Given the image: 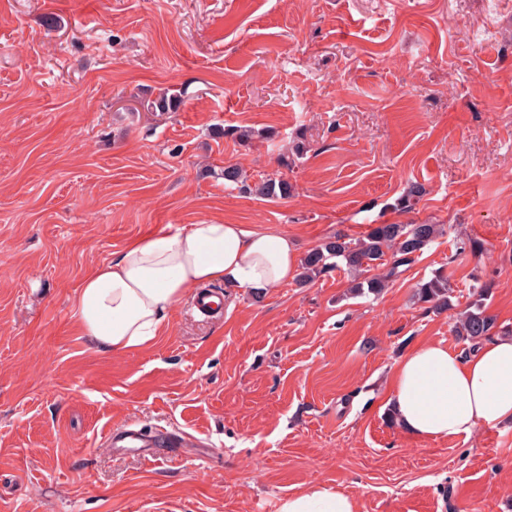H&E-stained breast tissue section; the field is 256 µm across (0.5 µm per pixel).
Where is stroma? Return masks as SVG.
<instances>
[{"label": "stroma", "instance_id": "35a3bbf8", "mask_svg": "<svg viewBox=\"0 0 512 512\" xmlns=\"http://www.w3.org/2000/svg\"><path fill=\"white\" fill-rule=\"evenodd\" d=\"M167 89L180 108L147 111ZM229 163L292 196L224 184ZM425 221L445 234L376 295L341 268L259 300L222 285V312L184 296L128 353L74 317L91 268L170 225L305 254ZM438 270L441 312L413 298ZM477 279L512 330V0H0V512H277L313 484L358 512H512V428L415 439L386 404L411 349L467 354ZM129 425L167 446L110 448Z\"/></svg>", "mask_w": 512, "mask_h": 512}]
</instances>
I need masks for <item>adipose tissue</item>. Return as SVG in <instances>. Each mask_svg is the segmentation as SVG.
I'll list each match as a JSON object with an SVG mask.
<instances>
[{
  "label": "adipose tissue",
  "mask_w": 512,
  "mask_h": 512,
  "mask_svg": "<svg viewBox=\"0 0 512 512\" xmlns=\"http://www.w3.org/2000/svg\"><path fill=\"white\" fill-rule=\"evenodd\" d=\"M302 255L288 236L240 224L163 228L136 239L83 280L76 316L85 336L112 352L151 344L187 289L221 282L265 294L292 280ZM388 404L419 439L470 437L512 426V335L486 340L469 358L428 342L394 365ZM278 512H358L343 489L312 485L282 499Z\"/></svg>",
  "instance_id": "1"
}]
</instances>
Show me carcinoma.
Listing matches in <instances>:
<instances>
[{"instance_id":"1","label":"carcinoma","mask_w":512,"mask_h":512,"mask_svg":"<svg viewBox=\"0 0 512 512\" xmlns=\"http://www.w3.org/2000/svg\"><path fill=\"white\" fill-rule=\"evenodd\" d=\"M180 105L177 94H163L147 103L153 112H175ZM224 181L240 186L244 191L254 192L268 198L287 199L291 197L293 186L284 178H269L255 186L246 184L240 168L229 164L220 172ZM444 232L442 224H373L367 235L355 242L346 236L337 234L328 238L319 247L311 250L303 258L301 279L307 282L322 272L343 263L346 270L355 274L349 288L352 294L378 293L386 283L398 276L400 267L414 261L416 254L423 251L431 242ZM391 251L393 261L383 274L373 277L365 276L370 270L384 265L386 251ZM487 285L473 287V299L460 313L457 336L469 343V350H476L481 343L491 336L494 322L485 313L484 297ZM451 286L448 277L436 273L432 278L417 286L416 300L429 303L435 310H446L451 306Z\"/></svg>"}]
</instances>
